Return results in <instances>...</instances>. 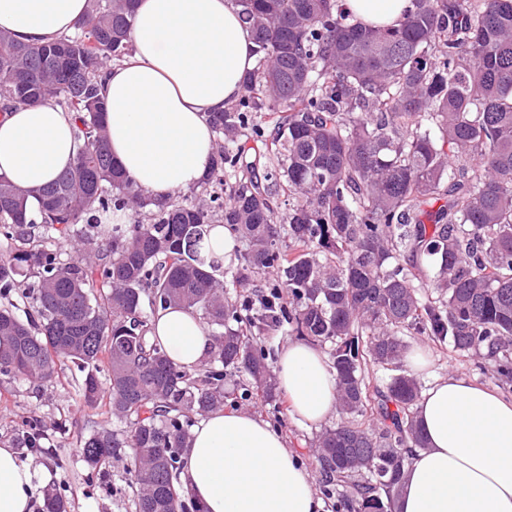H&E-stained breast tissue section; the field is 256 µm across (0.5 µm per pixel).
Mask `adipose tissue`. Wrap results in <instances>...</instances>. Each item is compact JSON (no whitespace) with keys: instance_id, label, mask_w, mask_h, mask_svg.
<instances>
[{"instance_id":"adipose-tissue-1","label":"adipose tissue","mask_w":512,"mask_h":512,"mask_svg":"<svg viewBox=\"0 0 512 512\" xmlns=\"http://www.w3.org/2000/svg\"><path fill=\"white\" fill-rule=\"evenodd\" d=\"M87 0H0V29L54 42L74 30ZM364 26L394 28L412 0H338ZM133 51L106 71L112 157L146 194L165 199L199 182L215 149L207 121L242 93L253 36L235 0H136ZM77 153L74 116L53 104L0 113V175L42 186ZM152 334L175 363L208 359L199 316L159 310ZM275 375L299 422L317 426L336 405L327 356L304 340L284 344ZM417 420L425 448L406 458L395 512H512V396L448 374L424 393ZM33 469L0 446V512H34ZM182 483L201 512H321L313 479L260 417L221 409L202 419L184 453Z\"/></svg>"}]
</instances>
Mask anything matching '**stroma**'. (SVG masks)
<instances>
[{
    "mask_svg": "<svg viewBox=\"0 0 512 512\" xmlns=\"http://www.w3.org/2000/svg\"><path fill=\"white\" fill-rule=\"evenodd\" d=\"M408 346L426 347L431 355V367L418 374L422 387L430 385L448 373L463 375L480 384L503 388L512 393V386L502 385L498 378L482 373L478 360L454 352L450 345L432 341L430 337L409 335ZM79 373L65 369L47 382L0 379V446L14 448L20 461L31 464L36 474L32 494L35 504H42L46 486L61 489L70 505V512H134L133 462L125 456L112 460L107 466L105 481L91 477L79 453L82 440L94 430L121 429V422L102 409L84 406L80 398ZM244 377L228 381L230 393L226 408L236 409L261 417L269 422L285 439L289 450L304 462L311 477H318L314 444L323 429L332 428L340 420L331 414L323 426L309 427L292 415L288 397L278 393L276 402L264 401L256 394H244ZM37 419L47 431L50 443L57 450L56 461L22 447V426Z\"/></svg>",
    "mask_w": 512,
    "mask_h": 512,
    "instance_id": "1",
    "label": "stroma"
}]
</instances>
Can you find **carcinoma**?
Wrapping results in <instances>:
<instances>
[{
  "label": "carcinoma",
  "instance_id": "1",
  "mask_svg": "<svg viewBox=\"0 0 512 512\" xmlns=\"http://www.w3.org/2000/svg\"><path fill=\"white\" fill-rule=\"evenodd\" d=\"M134 4L88 0L74 32L47 45L0 30V103H54L75 114L80 143L46 186L0 176V376L47 381L76 366L84 405L124 423L83 440L87 467L128 452L135 512H199L180 481L195 420L224 406L232 373L275 400L254 337L329 342L342 420L315 445L326 493L346 489L336 512H394L406 449L425 447L422 385L395 374L375 396L362 362L400 367L413 332L512 380V0H414L395 30L351 22L336 0H236L257 67L208 114L216 152L198 196L181 200L144 194L112 159L100 87L132 50ZM250 142L264 151L247 156ZM281 178L294 196L284 211ZM127 210L133 223L99 241L101 217ZM215 224L246 244L232 281L282 291L275 311L226 296L207 248ZM48 237L85 254L65 261ZM167 306L208 327L210 357L192 371L150 336ZM44 437L26 424L23 438L53 459ZM44 512H68L57 489Z\"/></svg>",
  "mask_w": 512,
  "mask_h": 512
}]
</instances>
